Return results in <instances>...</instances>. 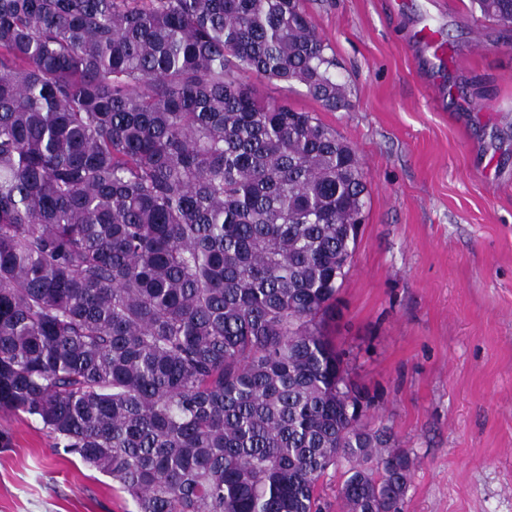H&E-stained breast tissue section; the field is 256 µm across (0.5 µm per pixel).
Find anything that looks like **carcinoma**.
<instances>
[{
  "instance_id": "cac0c4a2",
  "label": "carcinoma",
  "mask_w": 512,
  "mask_h": 512,
  "mask_svg": "<svg viewBox=\"0 0 512 512\" xmlns=\"http://www.w3.org/2000/svg\"><path fill=\"white\" fill-rule=\"evenodd\" d=\"M512 24V0H472ZM304 0H0V411L137 512H402L412 460L322 329L356 151ZM345 464L331 466L320 479V492L324 501L331 504L329 512H343L336 502L338 489L344 479Z\"/></svg>"
}]
</instances>
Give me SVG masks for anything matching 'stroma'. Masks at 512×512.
<instances>
[{"instance_id": "stroma-1", "label": "stroma", "mask_w": 512, "mask_h": 512, "mask_svg": "<svg viewBox=\"0 0 512 512\" xmlns=\"http://www.w3.org/2000/svg\"><path fill=\"white\" fill-rule=\"evenodd\" d=\"M350 106L252 79L359 155L365 220L328 331L413 460L404 512H512V26L470 0H305ZM448 37L438 64L420 36ZM0 512H136L111 476L0 414Z\"/></svg>"}]
</instances>
